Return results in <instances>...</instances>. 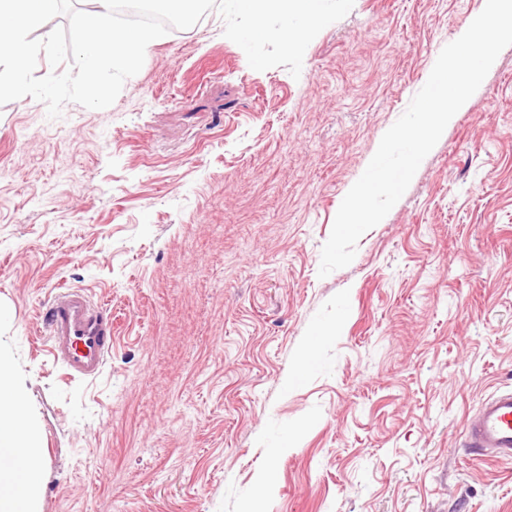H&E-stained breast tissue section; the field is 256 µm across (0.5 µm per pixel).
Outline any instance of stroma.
<instances>
[{"label": "stroma", "instance_id": "stroma-1", "mask_svg": "<svg viewBox=\"0 0 512 512\" xmlns=\"http://www.w3.org/2000/svg\"><path fill=\"white\" fill-rule=\"evenodd\" d=\"M483 4L354 0L296 78L251 69L213 9L108 108L0 106V341L40 512H512V460L464 449L512 387V46L318 275L344 196ZM69 287L112 313L93 381L37 319Z\"/></svg>", "mask_w": 512, "mask_h": 512}]
</instances>
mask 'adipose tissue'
<instances>
[{
  "instance_id": "ef3b65f1",
  "label": "adipose tissue",
  "mask_w": 512,
  "mask_h": 512,
  "mask_svg": "<svg viewBox=\"0 0 512 512\" xmlns=\"http://www.w3.org/2000/svg\"><path fill=\"white\" fill-rule=\"evenodd\" d=\"M40 448L26 398L0 345V512H39Z\"/></svg>"
}]
</instances>
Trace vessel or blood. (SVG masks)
I'll return each mask as SVG.
<instances>
[{
	"instance_id": "1",
	"label": "vessel or blood",
	"mask_w": 512,
	"mask_h": 512,
	"mask_svg": "<svg viewBox=\"0 0 512 512\" xmlns=\"http://www.w3.org/2000/svg\"><path fill=\"white\" fill-rule=\"evenodd\" d=\"M46 347L68 377L96 378L112 351V316L80 288H64L38 312ZM465 446L475 457L512 458V388L486 398L468 425Z\"/></svg>"
}]
</instances>
